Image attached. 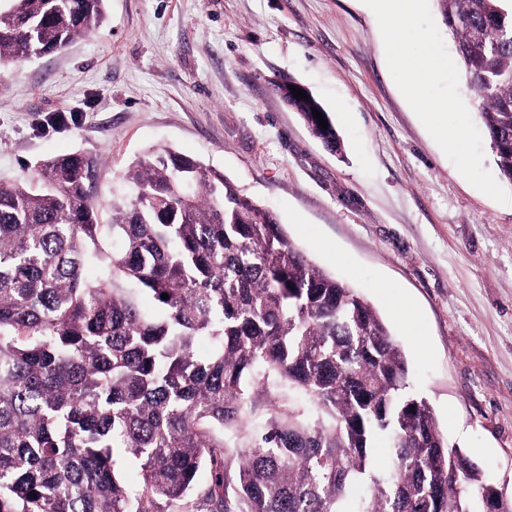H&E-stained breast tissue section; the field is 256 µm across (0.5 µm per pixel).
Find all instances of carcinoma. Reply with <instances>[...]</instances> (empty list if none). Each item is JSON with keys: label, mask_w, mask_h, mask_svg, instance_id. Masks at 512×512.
Listing matches in <instances>:
<instances>
[{"label": "carcinoma", "mask_w": 512, "mask_h": 512, "mask_svg": "<svg viewBox=\"0 0 512 512\" xmlns=\"http://www.w3.org/2000/svg\"><path fill=\"white\" fill-rule=\"evenodd\" d=\"M6 2L3 63L105 18L106 0ZM436 2L512 185V0ZM293 84L280 92L341 152ZM100 168L74 153L0 183V512H487L494 485L408 392L375 308L273 212L199 159L150 149L105 222Z\"/></svg>", "instance_id": "carcinoma-1"}]
</instances>
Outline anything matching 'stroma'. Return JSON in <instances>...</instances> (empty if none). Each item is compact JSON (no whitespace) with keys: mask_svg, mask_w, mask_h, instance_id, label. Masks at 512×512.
Segmentation results:
<instances>
[{"mask_svg":"<svg viewBox=\"0 0 512 512\" xmlns=\"http://www.w3.org/2000/svg\"><path fill=\"white\" fill-rule=\"evenodd\" d=\"M288 78L329 113L342 154L283 101ZM159 146L223 172L358 289L449 445L512 500V205L429 134L363 0H107L93 33L0 73V181L84 152L102 161L105 204Z\"/></svg>","mask_w":512,"mask_h":512,"instance_id":"obj_1","label":"stroma"}]
</instances>
